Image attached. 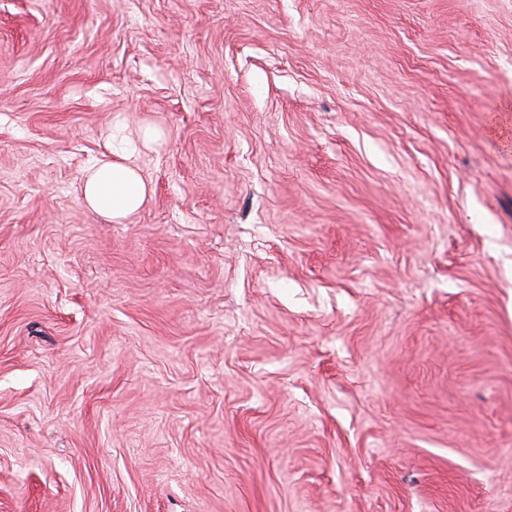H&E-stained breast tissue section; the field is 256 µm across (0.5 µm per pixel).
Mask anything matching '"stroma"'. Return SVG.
I'll list each match as a JSON object with an SVG mask.
<instances>
[{"label":"stroma","mask_w":512,"mask_h":512,"mask_svg":"<svg viewBox=\"0 0 512 512\" xmlns=\"http://www.w3.org/2000/svg\"><path fill=\"white\" fill-rule=\"evenodd\" d=\"M0 512H512V0H0ZM95 163L83 185L82 201L98 213L121 219L138 210L147 197V187L139 170L115 156Z\"/></svg>","instance_id":"35a3bbf8"}]
</instances>
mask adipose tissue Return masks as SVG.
Returning <instances> with one entry per match:
<instances>
[{"label": "adipose tissue", "instance_id": "obj_1", "mask_svg": "<svg viewBox=\"0 0 512 512\" xmlns=\"http://www.w3.org/2000/svg\"><path fill=\"white\" fill-rule=\"evenodd\" d=\"M146 197V183L139 170L121 160L95 163L83 185V203L112 219L138 210Z\"/></svg>", "mask_w": 512, "mask_h": 512}]
</instances>
